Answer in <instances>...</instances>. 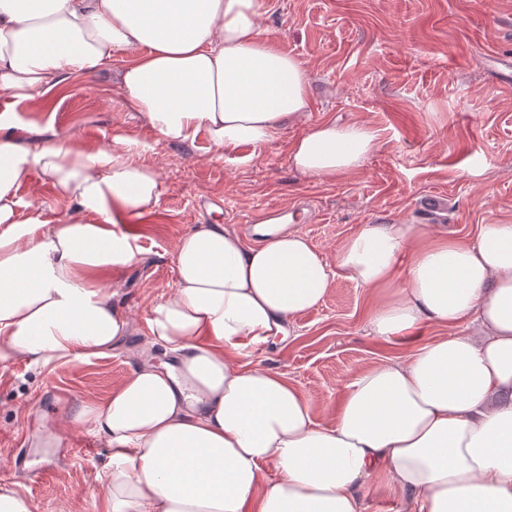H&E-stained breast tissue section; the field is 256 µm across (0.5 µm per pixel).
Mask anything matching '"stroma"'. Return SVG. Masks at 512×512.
Returning a JSON list of instances; mask_svg holds the SVG:
<instances>
[{"label": "stroma", "instance_id": "1", "mask_svg": "<svg viewBox=\"0 0 512 512\" xmlns=\"http://www.w3.org/2000/svg\"><path fill=\"white\" fill-rule=\"evenodd\" d=\"M267 38L303 64L310 109L272 143L218 154L206 136L194 143L160 140L114 90L120 54L93 74H74L14 112L17 142L67 137L95 151L122 140L156 167L164 192L129 230L137 242L131 266L103 272L130 329L108 355L55 369L0 361V485L18 484L36 512H98L109 450L72 457L70 441L88 437L69 406L99 401L142 362H166L152 345L149 308L176 282L173 254L180 237L200 224L245 234L249 216L266 209L293 213L291 225L327 260L360 224L380 220L423 224L458 239L480 225L512 222V83L480 65L481 57L512 55V0H263ZM336 120L373 130L380 148L364 165L333 180L308 178L290 166L292 141L306 127ZM220 199L206 214L201 201ZM371 290L335 278L323 303L296 316L290 336L251 352V365L283 375L309 399L319 421L332 420L348 381L381 361L406 357L412 343L372 334ZM25 462L15 463L17 448ZM53 463L55 475L36 474Z\"/></svg>", "mask_w": 512, "mask_h": 512}]
</instances>
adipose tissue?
I'll use <instances>...</instances> for the list:
<instances>
[{"instance_id": "1", "label": "adipose tissue", "mask_w": 512, "mask_h": 512, "mask_svg": "<svg viewBox=\"0 0 512 512\" xmlns=\"http://www.w3.org/2000/svg\"><path fill=\"white\" fill-rule=\"evenodd\" d=\"M0 0V95L48 92L133 52L115 85L161 139L206 134L216 150L273 142L310 107L302 63L264 35L262 0ZM0 113V361L35 369L107 355L127 314L97 280L132 265L119 230L157 204L163 181L128 143L19 146ZM357 123L294 140L306 177L353 172L377 151ZM40 173L67 200L45 220L20 195ZM257 247L215 224L182 235L173 291L150 308L173 363L135 369L74 420L110 449L102 512H362V491L401 493L406 512H512V223L452 242L373 222L327 261L306 235L259 224ZM384 290L374 335L470 326L346 385L333 420L278 373L234 363L319 306L337 273Z\"/></svg>"}]
</instances>
